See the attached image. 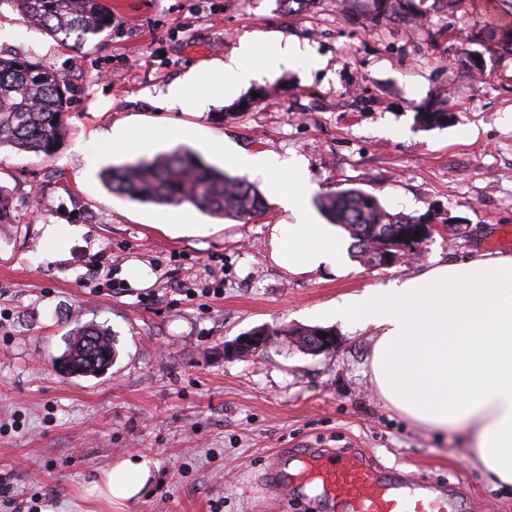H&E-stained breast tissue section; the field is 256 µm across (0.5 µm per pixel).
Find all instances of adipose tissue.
I'll list each match as a JSON object with an SVG mask.
<instances>
[{
	"instance_id": "adipose-tissue-1",
	"label": "adipose tissue",
	"mask_w": 512,
	"mask_h": 512,
	"mask_svg": "<svg viewBox=\"0 0 512 512\" xmlns=\"http://www.w3.org/2000/svg\"><path fill=\"white\" fill-rule=\"evenodd\" d=\"M306 58L281 34L255 31L213 71L192 70L172 83L157 104L185 105L188 89L205 81L230 98L259 76ZM265 168L292 218L273 228L278 263L295 274L338 264L343 239L336 225L310 216L303 160L271 158ZM336 317L372 330V381L385 401L413 423L460 435L487 482L512 486V255L482 254L348 297ZM151 472L148 459H120L101 490L118 501L136 500Z\"/></svg>"
}]
</instances>
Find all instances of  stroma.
Segmentation results:
<instances>
[{
  "instance_id": "stroma-1",
  "label": "stroma",
  "mask_w": 512,
  "mask_h": 512,
  "mask_svg": "<svg viewBox=\"0 0 512 512\" xmlns=\"http://www.w3.org/2000/svg\"><path fill=\"white\" fill-rule=\"evenodd\" d=\"M101 0L113 26L64 46L0 11V55L32 57L70 91L65 129L49 156L0 147V481L16 500L41 494L43 512H333L316 492L274 494L264 477L304 448L350 450L404 473L446 482L467 512H512V491L482 476L456 436L420 428L387 405L370 375L374 339L337 321L347 296L465 257L512 254V0H463L456 13L425 0L423 19L349 20L341 0L288 16L281 0ZM274 31L323 61L283 68L235 98L162 108L160 91L228 58L245 33ZM249 101L240 110L241 101ZM444 100L447 125L416 117ZM133 124L160 133L163 153L185 146L236 174L226 158L306 161L315 196L357 188L391 212L436 211L441 223L414 256L370 268L292 274L272 256L273 225L288 218L263 177L267 209L243 223L184 203L157 206L112 194L100 132ZM399 129L396 138L378 133ZM79 228L50 259L47 225ZM220 295H201L209 268ZM107 326L117 357L96 377L54 360L76 324ZM324 327L328 354L274 337L228 359L225 342L258 326ZM154 461L141 497L122 506L90 495L115 460Z\"/></svg>"
}]
</instances>
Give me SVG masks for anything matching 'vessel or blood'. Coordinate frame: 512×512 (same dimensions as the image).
<instances>
[{
  "label": "vessel or blood",
  "mask_w": 512,
  "mask_h": 512,
  "mask_svg": "<svg viewBox=\"0 0 512 512\" xmlns=\"http://www.w3.org/2000/svg\"><path fill=\"white\" fill-rule=\"evenodd\" d=\"M305 474L321 484L324 494L341 512H450L446 492H399V473L366 458L349 462L339 456L309 451Z\"/></svg>",
  "instance_id": "vessel-or-blood-1"
}]
</instances>
